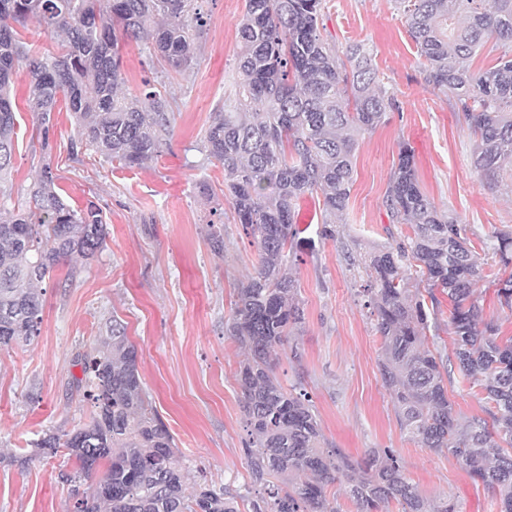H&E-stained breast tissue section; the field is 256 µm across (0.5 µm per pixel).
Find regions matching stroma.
<instances>
[{
	"mask_svg": "<svg viewBox=\"0 0 512 512\" xmlns=\"http://www.w3.org/2000/svg\"><path fill=\"white\" fill-rule=\"evenodd\" d=\"M199 5L205 25L194 38L191 70H171L143 43L122 49L123 91L138 95L154 85L174 112L161 155L147 165L108 162L89 147L72 152L79 139L73 115L53 113L42 132L26 104V73L14 78L17 138L5 209L25 203L30 183L48 168L66 202L81 208L91 200L102 209L108 236L97 258L72 259L42 283L36 340L0 351V452L21 451L44 433L62 434L86 420L90 404L70 388L81 374L73 359L90 351L115 317L127 327L140 378L190 472L188 490L206 484L237 494L250 484L236 380L243 352L225 325L258 252L234 222L224 170L207 155L203 137L237 79L244 0ZM323 24L338 53L356 44L369 50L393 106L384 123L358 138L355 182L335 237L317 235L320 195L296 205L312 240L296 265L305 324L295 339L299 359L280 354L276 375L285 389L309 393L324 437L351 459L392 449L423 498L449 499L458 512H499L496 490L401 428L379 371L382 339L359 292L369 281L368 252L411 233L409 225L391 223L385 205L402 147L413 152L421 189L470 226L474 246L512 227V191L489 188L475 169V137L455 96L425 82L424 59L394 0H324ZM213 224L224 228L220 252L209 240ZM67 468L60 455L24 470L0 464V512H69L61 480Z\"/></svg>",
	"mask_w": 512,
	"mask_h": 512,
	"instance_id": "obj_1",
	"label": "stroma"
}]
</instances>
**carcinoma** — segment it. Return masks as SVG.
Returning <instances> with one entry per match:
<instances>
[{"instance_id":"1","label":"carcinoma","mask_w":512,"mask_h":512,"mask_svg":"<svg viewBox=\"0 0 512 512\" xmlns=\"http://www.w3.org/2000/svg\"><path fill=\"white\" fill-rule=\"evenodd\" d=\"M197 0H0V200L12 196L16 112L11 85L29 76L28 107L49 132L59 104L72 113L81 142L129 166L153 160L170 134L173 113L158 90L119 93L120 43L141 41L172 68L186 72L195 58L192 32L205 25ZM425 60V81L456 97L475 136L473 164L499 183L512 163V0H395ZM323 0H245L235 97L215 113L203 147L224 169L235 220L254 239L258 270L237 290L225 333L246 351L239 365L250 480L268 497L249 512H337L327 487L346 486L360 512H456L431 502L410 483L394 451H372L361 462L330 444L306 392L286 390L275 374L278 350L305 324L298 283L290 272L304 243L297 201L323 198L320 234L336 236V217L348 205L359 136L385 118L392 100L378 88L371 54L361 45L345 56L320 32ZM36 19L62 38L58 53L33 56L19 29ZM501 48L496 64L475 73L474 56L488 42ZM392 223L412 234L368 255L370 282L362 290L383 345L379 370L401 427L434 453L451 454L474 480L498 492L500 512H512V336L485 318L476 284L484 258L468 225L438 209L421 191L409 149L400 152L385 198ZM107 224L92 201L74 209L56 191L50 169L26 204L0 215V351L40 335L38 285L74 256L103 249ZM502 269H512V229L487 246ZM418 276H413L412 268ZM502 309L512 312V273L498 280ZM448 299L454 359L426 343L441 299ZM138 352L126 327L112 318L105 335L75 365L73 386L91 401L86 422L46 433L26 464L67 451L75 462L61 473L71 512H240L244 496L201 486L185 493L188 471L175 459L174 438L156 414L140 378ZM479 383L493 406L486 416L458 418L448 397L447 363ZM105 472L93 480L99 467Z\"/></svg>"}]
</instances>
